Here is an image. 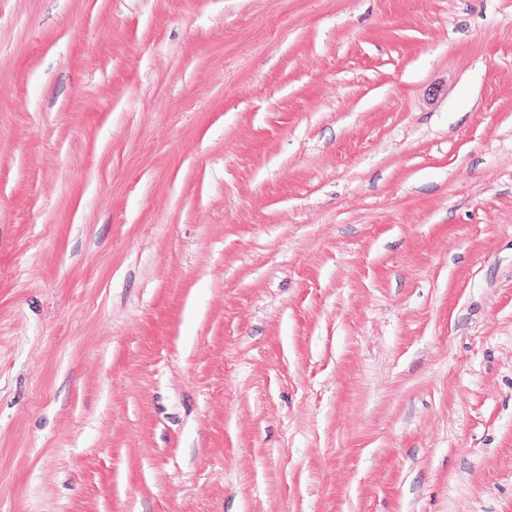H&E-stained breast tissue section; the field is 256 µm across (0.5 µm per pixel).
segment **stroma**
<instances>
[{
    "label": "stroma",
    "instance_id": "obj_1",
    "mask_svg": "<svg viewBox=\"0 0 512 512\" xmlns=\"http://www.w3.org/2000/svg\"><path fill=\"white\" fill-rule=\"evenodd\" d=\"M0 512H512V0H0Z\"/></svg>",
    "mask_w": 512,
    "mask_h": 512
}]
</instances>
